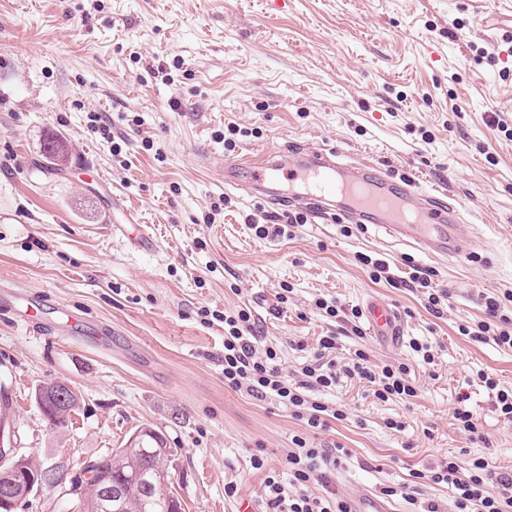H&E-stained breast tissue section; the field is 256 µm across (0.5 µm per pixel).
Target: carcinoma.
Here are the masks:
<instances>
[{"label":"carcinoma","instance_id":"carcinoma-1","mask_svg":"<svg viewBox=\"0 0 512 512\" xmlns=\"http://www.w3.org/2000/svg\"><path fill=\"white\" fill-rule=\"evenodd\" d=\"M77 402L76 393L68 391L67 403L46 415L48 424L56 429L66 427ZM173 462L172 452L167 448L164 435L152 427H143L131 437L129 445L94 458L89 461V465L104 468L112 473V483L123 486V507H114L112 512H170L177 503L165 497L161 489L170 480ZM2 484L11 486L19 502L30 495L27 483L9 471L7 464L0 465V485ZM81 512H107L97 484L86 483Z\"/></svg>","mask_w":512,"mask_h":512}]
</instances>
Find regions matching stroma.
Wrapping results in <instances>:
<instances>
[{"label": "stroma", "instance_id": "obj_1", "mask_svg": "<svg viewBox=\"0 0 512 512\" xmlns=\"http://www.w3.org/2000/svg\"><path fill=\"white\" fill-rule=\"evenodd\" d=\"M511 6L0 0V384L18 455L76 475L150 426L176 451L166 488L183 512H233L246 496L265 512L266 473L251 456L264 450L268 467L284 472L301 426L277 403L224 384L219 316L247 308L285 370L335 331L342 355L360 349L374 366L408 364L412 403L377 401L346 378L324 395L347 417L312 439L347 449L330 477L345 499L390 486L393 512H425L431 502L456 512L452 492L427 481L408 502L401 490L412 472L482 457L512 473V425L492 391L469 380L481 368L512 387V349L459 332L484 319L485 297L512 290V138L492 123L498 115L512 128ZM231 125L239 133L229 150ZM52 136L68 146L64 166L42 155ZM319 147L347 163L374 160L421 190H446L465 217L470 258L428 257L371 224L347 236L341 219L316 215L287 238H257L246 217L285 206L225 187L211 157ZM132 221L150 225L152 247L113 235V225ZM363 253L391 261L388 279H373ZM411 263L434 269L447 289L440 314L405 286ZM13 290L31 296L38 317L62 305L111 325V342L27 330L15 320ZM322 296L346 309L385 299L402 333L380 340L362 317L338 326L316 309ZM414 338L432 343L434 366L414 358ZM51 381L79 397L62 429L34 400ZM463 394L483 440L470 441L452 418ZM389 419L402 429L387 428ZM229 483L236 496H225Z\"/></svg>", "mask_w": 512, "mask_h": 512}]
</instances>
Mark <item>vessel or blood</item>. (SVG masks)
I'll return each mask as SVG.
<instances>
[{
  "label": "vessel or blood",
  "mask_w": 512,
  "mask_h": 512,
  "mask_svg": "<svg viewBox=\"0 0 512 512\" xmlns=\"http://www.w3.org/2000/svg\"><path fill=\"white\" fill-rule=\"evenodd\" d=\"M224 184L248 185L255 196L270 200L289 196L322 212L343 211L350 220L376 224L389 236L410 243L428 256L463 260L470 252L459 226L461 211L446 202L439 190L416 191L413 182H397L376 162H341L336 149L322 148L305 154L268 152L224 163ZM114 234L138 247L151 241L141 224L113 225ZM370 331L377 336L398 333L399 318L386 302L372 298L365 306Z\"/></svg>",
  "instance_id": "b4317fda"
}]
</instances>
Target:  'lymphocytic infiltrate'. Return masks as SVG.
<instances>
[{"mask_svg": "<svg viewBox=\"0 0 512 512\" xmlns=\"http://www.w3.org/2000/svg\"><path fill=\"white\" fill-rule=\"evenodd\" d=\"M505 300L512 302L511 292L500 299L486 297V318L476 323L470 338L512 348V318L501 310ZM337 348L336 335L320 337L311 360L290 374L280 367L277 349L261 345L250 310L241 308L224 315L225 386L259 401L277 402L303 427L302 433L292 435L285 455L287 477L267 469L263 453L251 456L253 468L267 472L263 492L268 512H349L343 497L311 490L315 484L328 486L330 473L347 454L338 445L317 447L310 438L311 433L325 429L330 420L345 417L343 410L321 401L320 392L332 390L346 376L367 382L372 396L384 403H408L418 395L405 363L375 367L365 351L358 349L340 358ZM415 476L447 486L457 512H512V475L493 471L484 458L464 464L444 460L433 469L416 471Z\"/></svg>", "mask_w": 512, "mask_h": 512, "instance_id": "1", "label": "lymphocytic infiltrate"}]
</instances>
